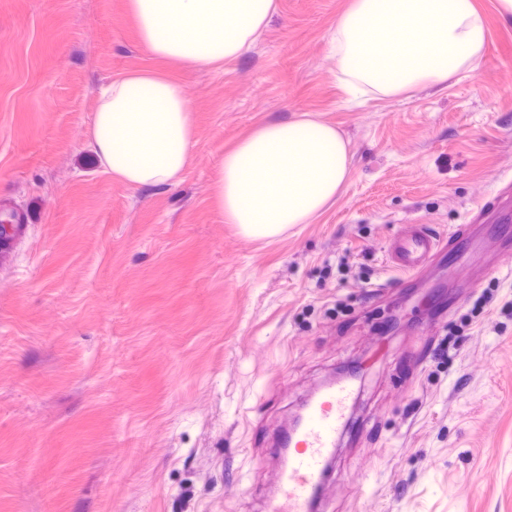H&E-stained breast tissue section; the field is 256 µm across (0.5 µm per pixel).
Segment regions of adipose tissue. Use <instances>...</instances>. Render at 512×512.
I'll list each match as a JSON object with an SVG mask.
<instances>
[{"instance_id":"adipose-tissue-1","label":"adipose tissue","mask_w":512,"mask_h":512,"mask_svg":"<svg viewBox=\"0 0 512 512\" xmlns=\"http://www.w3.org/2000/svg\"><path fill=\"white\" fill-rule=\"evenodd\" d=\"M156 68L101 90L86 146L134 189L179 184L195 142L190 102L163 64L222 68L265 33L276 0H127ZM487 29L473 0H351L335 23L340 82L372 98L442 88L474 70ZM351 158L342 132L308 113L260 123L226 153L217 181L224 221L254 239L306 224L334 201Z\"/></svg>"}]
</instances>
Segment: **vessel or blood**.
<instances>
[{
	"label": "vessel or blood",
	"mask_w": 512,
	"mask_h": 512,
	"mask_svg": "<svg viewBox=\"0 0 512 512\" xmlns=\"http://www.w3.org/2000/svg\"><path fill=\"white\" fill-rule=\"evenodd\" d=\"M26 222L23 208L0 206V256L15 251L26 233ZM441 247L439 237L415 226L393 241L390 262L398 273L411 276ZM356 396L355 385L345 379L324 387L307 402L299 425L279 443L288 452V464L273 493L271 512H313L316 492L327 478L332 450L347 426Z\"/></svg>",
	"instance_id": "1"
}]
</instances>
